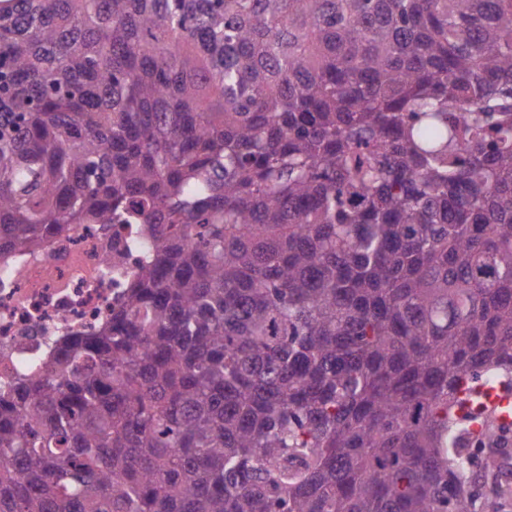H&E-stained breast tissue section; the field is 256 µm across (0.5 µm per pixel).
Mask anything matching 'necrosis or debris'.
I'll list each match as a JSON object with an SVG mask.
<instances>
[{
    "instance_id": "necrosis-or-debris-1",
    "label": "necrosis or debris",
    "mask_w": 512,
    "mask_h": 512,
    "mask_svg": "<svg viewBox=\"0 0 512 512\" xmlns=\"http://www.w3.org/2000/svg\"><path fill=\"white\" fill-rule=\"evenodd\" d=\"M143 224H80L35 251L0 257V391L108 322L148 257Z\"/></svg>"
}]
</instances>
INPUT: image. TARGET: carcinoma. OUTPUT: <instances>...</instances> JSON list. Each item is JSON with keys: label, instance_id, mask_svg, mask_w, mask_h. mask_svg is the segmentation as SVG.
Wrapping results in <instances>:
<instances>
[{"label": "carcinoma", "instance_id": "obj_1", "mask_svg": "<svg viewBox=\"0 0 512 512\" xmlns=\"http://www.w3.org/2000/svg\"><path fill=\"white\" fill-rule=\"evenodd\" d=\"M125 216L124 303L0 394V512H477L512 0H0V255Z\"/></svg>", "mask_w": 512, "mask_h": 512}]
</instances>
